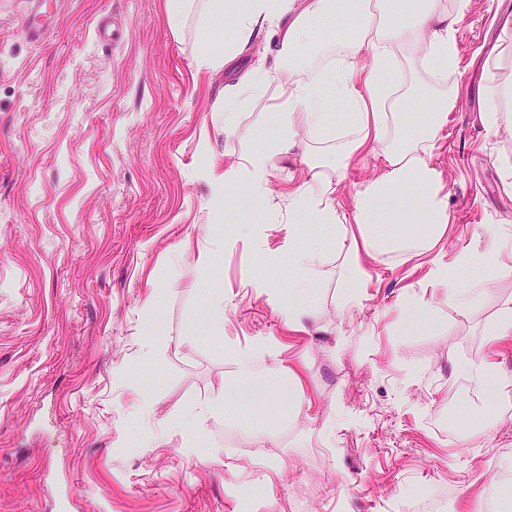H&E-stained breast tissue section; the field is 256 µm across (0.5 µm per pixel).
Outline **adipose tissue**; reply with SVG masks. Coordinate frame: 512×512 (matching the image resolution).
Listing matches in <instances>:
<instances>
[{
	"label": "adipose tissue",
	"instance_id": "ef3b65f1",
	"mask_svg": "<svg viewBox=\"0 0 512 512\" xmlns=\"http://www.w3.org/2000/svg\"><path fill=\"white\" fill-rule=\"evenodd\" d=\"M468 6L469 0H169L171 28L180 30L195 18L210 44L199 63L213 70L261 33L274 40L280 62H292L321 50L323 30L348 31L321 66L286 77L279 65L261 66L245 75L225 97L224 129L236 130L253 89L275 87L276 116L286 135L280 149L300 150L314 170L310 183L289 195L288 220L355 224L342 264L349 301L359 298L363 261L392 250L428 254L448 231L445 185L433 151L459 98L448 78L459 69L458 36ZM326 87L351 104L346 131L336 132L323 109L320 92ZM318 141L333 147L315 150ZM368 150L381 161L382 174L357 191L352 213L342 212L333 176ZM272 157L269 150L243 152L238 166L213 183L216 209H223L225 193L243 177L253 187L247 215L262 213ZM383 223L418 225V237L409 242L395 231L380 233ZM282 353L278 343L237 352L233 378L222 382L209 417L222 418L225 402L234 398L304 401L303 376L294 366L280 363L264 383L256 381L259 355L279 359Z\"/></svg>",
	"mask_w": 512,
	"mask_h": 512
}]
</instances>
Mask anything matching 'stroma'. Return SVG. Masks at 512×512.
I'll return each mask as SVG.
<instances>
[{
	"label": "stroma",
	"mask_w": 512,
	"mask_h": 512,
	"mask_svg": "<svg viewBox=\"0 0 512 512\" xmlns=\"http://www.w3.org/2000/svg\"><path fill=\"white\" fill-rule=\"evenodd\" d=\"M167 2L40 0L33 14L0 0V512H404L419 487L452 489L448 512H485L490 482L512 485V395L461 370L487 357L512 381V340L486 336L512 273L471 267L461 286L486 283L491 298L465 312L435 267L512 241L499 169L512 126L492 135L480 118L487 87L512 75V0H471L461 24L459 106L436 157L452 222L436 257L364 264L354 304L342 229L288 220V194L309 176L295 154L272 160L260 232L237 231L248 182L212 209L211 183L243 142L280 135L269 89L224 131V91L267 43L200 67L194 24L172 30ZM33 20L38 45L24 34ZM380 172L370 152L343 171L340 207ZM316 239L315 315L293 336L279 315L297 278L288 256ZM266 252L279 264L260 265ZM216 290L220 329L206 319ZM428 302L435 316L406 327ZM258 341L301 356L313 410L280 405L294 423L255 440L238 408L205 422L220 461L185 452L174 421L205 409ZM488 409L493 427L458 431ZM271 467L272 494L255 493Z\"/></svg>",
	"instance_id": "obj_1"
}]
</instances>
